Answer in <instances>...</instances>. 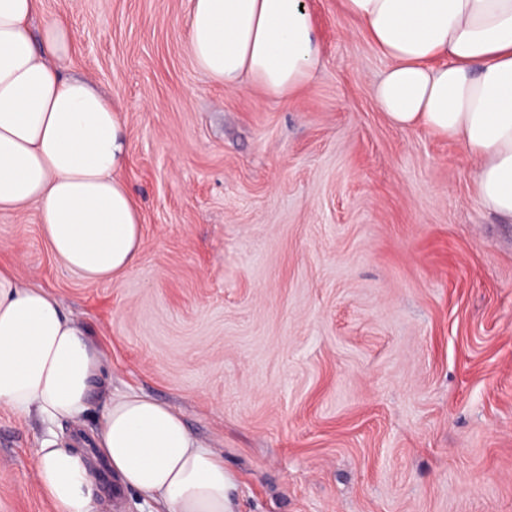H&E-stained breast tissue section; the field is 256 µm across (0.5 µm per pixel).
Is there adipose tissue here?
I'll return each mask as SVG.
<instances>
[{
  "label": "adipose tissue",
  "mask_w": 512,
  "mask_h": 512,
  "mask_svg": "<svg viewBox=\"0 0 512 512\" xmlns=\"http://www.w3.org/2000/svg\"><path fill=\"white\" fill-rule=\"evenodd\" d=\"M40 0H0V212L40 206L53 255L90 283L134 268L140 211L121 177L119 110L60 71L65 23L32 34ZM389 66L375 98L391 124L461 143L483 206L512 219V0H342ZM189 49L215 82H250L281 100L311 83L322 48L306 0H191ZM104 357L42 288L0 267V406L51 421L84 413ZM95 447L119 485L161 512H229L231 477L170 407L137 393L109 398ZM55 512H94L87 456L57 440L35 450Z\"/></svg>",
  "instance_id": "adipose-tissue-1"
}]
</instances>
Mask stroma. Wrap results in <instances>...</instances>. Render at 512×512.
<instances>
[{
	"mask_svg": "<svg viewBox=\"0 0 512 512\" xmlns=\"http://www.w3.org/2000/svg\"><path fill=\"white\" fill-rule=\"evenodd\" d=\"M306 2L322 62L285 102L195 66L190 0H42L75 34L63 72L123 110L144 243L89 283L38 205L0 213V261L105 354L78 423L0 407V512H55L48 438L95 459V512H156L93 445L131 391L223 455L230 512H512V222L460 143L388 123V61L341 0Z\"/></svg>",
	"mask_w": 512,
	"mask_h": 512,
	"instance_id": "1",
	"label": "stroma"
}]
</instances>
